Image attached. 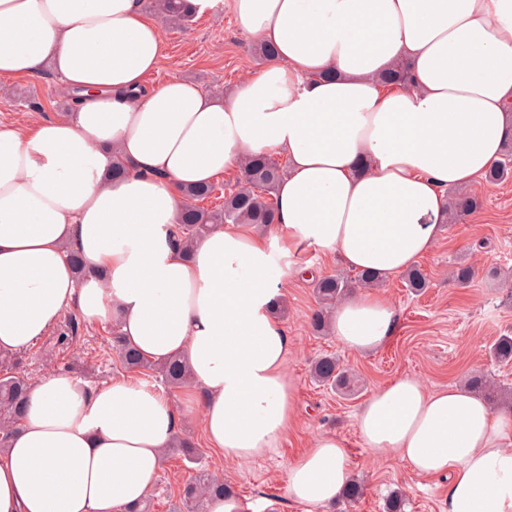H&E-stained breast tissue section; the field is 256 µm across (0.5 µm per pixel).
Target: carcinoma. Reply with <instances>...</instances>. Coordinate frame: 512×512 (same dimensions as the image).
I'll use <instances>...</instances> for the list:
<instances>
[{
    "label": "carcinoma",
    "mask_w": 512,
    "mask_h": 512,
    "mask_svg": "<svg viewBox=\"0 0 512 512\" xmlns=\"http://www.w3.org/2000/svg\"><path fill=\"white\" fill-rule=\"evenodd\" d=\"M150 8L157 12L163 22L183 25L191 21L192 14L187 8L186 0H152ZM384 80L392 84H405L410 81L409 67L404 62L397 63L386 73ZM284 176V167L268 153L252 156L247 162L241 180L235 189L224 195V203L219 207L207 209L198 202L210 197L214 192L211 184L187 186L182 194L187 200L186 207L179 216V228L184 244L190 245L194 240L204 236L217 224H255L267 229L274 220V199L277 186ZM512 176V140L504 146L502 160L491 168L485 180L496 183ZM447 219L457 222L480 207L479 198L471 192L456 191L449 196ZM475 276L473 266L459 262L452 270V277L459 285L466 287ZM406 287L413 292H420L428 287V279L423 270L417 266L410 268L404 275ZM379 277L370 273H359L355 278L342 274L323 276L314 281V294L318 307L310 317V325L317 332H323L330 325L331 314L336 303L352 293L358 286L371 285ZM112 347L117 352L123 366L146 376L158 377L170 388H179L187 380L188 371L183 360L170 356L162 362H156L142 355L131 345L118 330H113ZM492 361L507 365L512 364V336L499 337L490 349ZM18 358L12 355L0 356V445L7 443L11 428L16 425L26 403V392L30 386L29 378L16 371ZM313 378L336 389L339 393L352 390V378L340 368L333 356L318 358L311 367ZM471 389L495 400L503 389L495 386L485 374L469 377ZM211 492L224 496L234 494L233 489L222 483L218 484L206 471H199L180 492V501L186 512H200L201 506Z\"/></svg>",
    "instance_id": "1"
}]
</instances>
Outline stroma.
<instances>
[{"mask_svg": "<svg viewBox=\"0 0 512 512\" xmlns=\"http://www.w3.org/2000/svg\"><path fill=\"white\" fill-rule=\"evenodd\" d=\"M163 42L159 67L147 79L151 88L178 76L206 92L230 93L245 75L263 67L251 52L255 37L243 33L226 9L193 19L182 28L165 27ZM59 84L50 70L35 80H0V123L64 116L72 103L59 96ZM477 193L480 208L463 223L444 225L437 247L419 259L430 281L424 293H411L399 276L384 280L380 290L395 305L399 324L391 341L368 355L349 351L333 335L313 332L308 321L316 306L313 283L294 274L295 266L301 264L324 276L345 273V266L312 251L291 259L277 258L287 307L281 320L292 342L287 368L295 389L294 422L272 455L227 464L208 445L197 416H186L181 434L194 444L201 461L190 462L180 450L167 451L148 496L151 512H171L183 485L201 465L210 473H223L239 500L249 504L250 512H303L286 494V472L289 463L320 433L345 438L352 473L366 485L354 505H329L321 512H384L386 498L396 490L406 496L404 512H442L447 477H421L397 457H374L360 442L356 415L372 392L402 375L438 389L463 384L469 374L488 372L501 384L512 386V365H496L489 357L499 336L512 335V288L502 284L503 277L512 276V178L484 183ZM463 260L476 270L466 288L449 275L454 264ZM61 322L75 327L68 345H57L55 336L49 335L19 353V368L31 379L53 369L70 373L92 388L128 380L178 398V391L159 380L123 368L110 345L111 323L91 324L74 311L65 312ZM326 354L335 355L352 373L350 395L338 394L311 378L312 362Z\"/></svg>", "mask_w": 512, "mask_h": 512, "instance_id": "35a3bbf8", "label": "stroma"}]
</instances>
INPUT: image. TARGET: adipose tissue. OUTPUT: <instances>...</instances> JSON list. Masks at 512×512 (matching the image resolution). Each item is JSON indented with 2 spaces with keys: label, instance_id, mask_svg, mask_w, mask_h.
I'll return each instance as SVG.
<instances>
[{
  "label": "adipose tissue",
  "instance_id": "1",
  "mask_svg": "<svg viewBox=\"0 0 512 512\" xmlns=\"http://www.w3.org/2000/svg\"><path fill=\"white\" fill-rule=\"evenodd\" d=\"M188 3L199 17L230 8L276 56L229 96L174 76L146 94L163 40L143 0H0V78L49 66L75 98L64 118L0 125V353L32 347L74 310L188 368L177 402L59 371L31 383L0 449V512H125L147 496L188 410L225 462L273 453L295 413L275 255L403 274L435 248L447 189L480 186L512 140V0ZM399 61L409 84L384 83ZM268 151L287 162L273 230L220 224L183 248L182 187ZM398 321L361 287L337 303L331 330L368 354ZM357 429L371 454L447 475L443 512H512V414L468 388L398 377L373 392ZM350 471L346 441L318 435L288 465V497L315 512Z\"/></svg>",
  "mask_w": 512,
  "mask_h": 512
}]
</instances>
